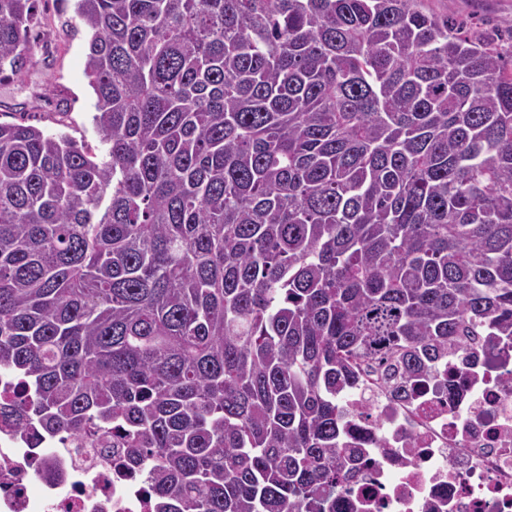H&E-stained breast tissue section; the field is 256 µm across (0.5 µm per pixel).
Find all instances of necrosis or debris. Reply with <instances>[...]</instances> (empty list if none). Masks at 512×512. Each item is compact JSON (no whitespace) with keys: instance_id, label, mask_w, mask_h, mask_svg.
Masks as SVG:
<instances>
[{"instance_id":"obj_1","label":"necrosis or debris","mask_w":512,"mask_h":512,"mask_svg":"<svg viewBox=\"0 0 512 512\" xmlns=\"http://www.w3.org/2000/svg\"><path fill=\"white\" fill-rule=\"evenodd\" d=\"M351 461L336 512H512V336L449 342L426 382L392 391L362 370L336 397ZM53 461L61 475L44 474ZM110 446L0 430V512H148Z\"/></svg>"}]
</instances>
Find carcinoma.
<instances>
[{"mask_svg":"<svg viewBox=\"0 0 512 512\" xmlns=\"http://www.w3.org/2000/svg\"><path fill=\"white\" fill-rule=\"evenodd\" d=\"M69 1L106 152L0 123V425L151 512H335L363 364L512 336V69L420 0Z\"/></svg>","mask_w":512,"mask_h":512,"instance_id":"1","label":"carcinoma"}]
</instances>
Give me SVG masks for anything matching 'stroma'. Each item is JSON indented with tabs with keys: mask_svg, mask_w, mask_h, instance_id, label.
Returning a JSON list of instances; mask_svg holds the SVG:
<instances>
[{
	"mask_svg": "<svg viewBox=\"0 0 512 512\" xmlns=\"http://www.w3.org/2000/svg\"><path fill=\"white\" fill-rule=\"evenodd\" d=\"M423 9L468 21L471 33L512 40V0H421ZM59 0H38V22L24 68L0 74V123H25L66 134L104 153L92 121L94 94L84 74L85 47L72 36Z\"/></svg>",
	"mask_w": 512,
	"mask_h": 512,
	"instance_id": "obj_1",
	"label": "stroma"
}]
</instances>
